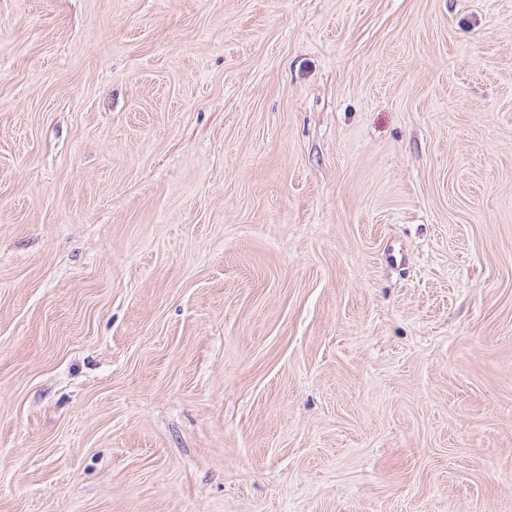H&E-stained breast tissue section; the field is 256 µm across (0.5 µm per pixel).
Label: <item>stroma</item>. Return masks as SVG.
<instances>
[{
  "instance_id": "1",
  "label": "stroma",
  "mask_w": 512,
  "mask_h": 512,
  "mask_svg": "<svg viewBox=\"0 0 512 512\" xmlns=\"http://www.w3.org/2000/svg\"><path fill=\"white\" fill-rule=\"evenodd\" d=\"M0 512H512V0H0Z\"/></svg>"
}]
</instances>
